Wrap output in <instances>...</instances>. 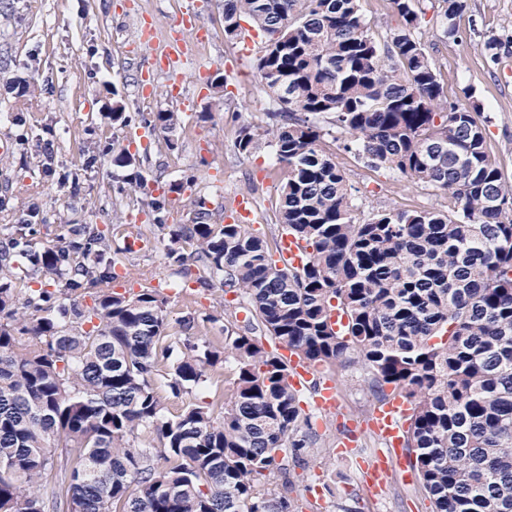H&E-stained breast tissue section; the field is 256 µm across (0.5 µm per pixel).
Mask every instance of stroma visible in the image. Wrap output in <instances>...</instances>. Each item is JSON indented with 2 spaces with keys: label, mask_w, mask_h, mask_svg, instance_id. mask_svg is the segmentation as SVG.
<instances>
[{
  "label": "stroma",
  "mask_w": 512,
  "mask_h": 512,
  "mask_svg": "<svg viewBox=\"0 0 512 512\" xmlns=\"http://www.w3.org/2000/svg\"><path fill=\"white\" fill-rule=\"evenodd\" d=\"M465 4L455 19L456 34L447 36L443 33L442 0H420L421 23L416 35L449 101L464 107L479 105L486 119L487 146L505 179L512 182V50L494 63L483 49L488 36L512 32V0H465ZM0 6L8 9L7 20L0 22V195H8L13 205L10 213L0 214V224L18 223L31 209L50 214L37 243L51 247L68 238L70 225L95 224L111 232L113 222L148 208L145 195L114 196L112 183L123 172L113 167L108 156L82 173L79 187L36 181L38 156H29L27 167H20L14 147L17 134L24 130L30 138L52 142L56 159L70 166L99 138L129 143L159 185L194 176L197 189L208 193L215 221L225 218L235 197L247 194L253 200L249 231L270 244L281 238L278 203L282 173L270 148L262 143L248 155L234 149L241 126L262 127L268 121V97L255 69L265 39L255 30L246 40L226 38L224 0H0ZM188 10L200 14L210 36L189 44L192 59L183 70L184 103L170 99L168 78L163 74L156 75L151 97L140 96L138 83L154 49L138 43L139 19L145 15L154 19L156 39L163 44L172 23ZM91 43L98 47L93 60L86 54ZM33 54L40 61L36 72L27 67ZM202 67L226 76L225 91L212 89L208 79L200 77ZM45 75L53 81L52 93L39 97L33 111L20 113L11 91L13 84L21 78L37 83ZM112 85L129 111L181 112L183 122L169 136L177 143L175 150H167L160 137L135 144L134 129L113 127L108 92ZM321 146L333 154L353 188L357 220L391 208L448 207V197L442 191L415 185L385 168L367 167L331 137H324ZM144 242L141 251L127 254L122 235L113 234V257L133 271L128 282L117 285V292L138 291L145 278L161 284V293L168 298L169 334L180 335V320L191 315L199 321L194 331L198 341L223 338V322L209 319L210 314L224 309L221 288L205 291L192 282L181 291L169 290V283L176 279L175 268L166 258L169 239L155 231L147 234ZM217 371V376L207 378L187 398L160 389L166 415L177 414L191 399L210 407L214 419H221L224 410L216 400L224 395L228 368L221 365ZM333 375L336 412L326 417L311 414L309 433L314 445L303 449L301 464L289 470L298 512H432L420 481L405 483L397 472L383 494L370 493L360 463L381 446L372 432L360 433L353 453L337 454L344 428L362 423L378 400L361 365L334 370Z\"/></svg>",
  "instance_id": "obj_1"
}]
</instances>
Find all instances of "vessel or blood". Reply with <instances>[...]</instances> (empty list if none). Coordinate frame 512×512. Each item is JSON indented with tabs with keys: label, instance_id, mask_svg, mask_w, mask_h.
Returning <instances> with one entry per match:
<instances>
[{
	"label": "vessel or blood",
	"instance_id": "b4317fda",
	"mask_svg": "<svg viewBox=\"0 0 512 512\" xmlns=\"http://www.w3.org/2000/svg\"><path fill=\"white\" fill-rule=\"evenodd\" d=\"M187 43L181 35L173 36L169 43L153 57L155 70L165 73L169 78L171 90H178L181 81ZM306 261V249L302 242L291 235H283L278 256V265L282 268L299 269ZM279 356L287 363L290 386L298 392L313 389V406L329 414L336 410V383L332 378L322 375L318 367L302 361L285 346H278ZM409 404L400 397H392L374 407L369 416L370 428L381 438L384 447L363 467L373 490H381L384 479L389 473V463L402 458L404 435L408 426Z\"/></svg>",
	"mask_w": 512,
	"mask_h": 512
}]
</instances>
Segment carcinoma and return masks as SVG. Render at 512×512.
<instances>
[{"mask_svg":"<svg viewBox=\"0 0 512 512\" xmlns=\"http://www.w3.org/2000/svg\"><path fill=\"white\" fill-rule=\"evenodd\" d=\"M359 2L224 0L227 38L244 22L266 38L255 68L276 120L241 128L235 149L249 155L267 140L284 174L279 223L308 250L302 269L277 267L244 225L211 223L202 195L187 223H167L170 195L192 177L151 200L178 273L204 290L220 279L234 295L225 316L254 311L243 329L224 326V345L168 334L157 288L114 291L116 261L96 225L42 251L37 211L0 225V512H295L288 483L265 487L266 471L280 452L299 461L312 444L308 417L258 329L311 364L359 363L379 398L389 386L410 402L405 447L433 512H512V185L479 113L447 101L415 35L416 0H390L400 26L384 43ZM442 2L453 35L465 2ZM511 44L489 36L487 57L497 62ZM112 95L123 128L178 124L174 111L131 113ZM323 122L367 166L444 191L448 210H382L356 223L352 186L320 147ZM32 151L45 156L42 178L78 185L40 139L21 140L22 164ZM105 152L126 170L117 193H149L125 147L97 144L81 167ZM42 277L54 287H32ZM334 307L345 315L336 331ZM229 357L222 420L195 403L164 413L159 387L189 394ZM143 433L167 448L169 467L134 446Z\"/></svg>","mask_w":512,"mask_h":512,"instance_id":"1","label":"carcinoma"}]
</instances>
